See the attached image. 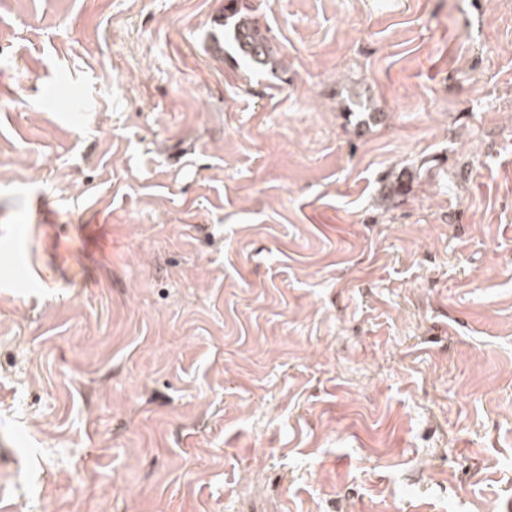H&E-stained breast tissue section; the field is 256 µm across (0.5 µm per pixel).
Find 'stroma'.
<instances>
[{
    "mask_svg": "<svg viewBox=\"0 0 512 512\" xmlns=\"http://www.w3.org/2000/svg\"><path fill=\"white\" fill-rule=\"evenodd\" d=\"M227 2L0 0V497L512 512V0ZM230 1L232 3L224 8L220 23L224 28V38L223 45L221 41L219 44L226 45L246 67L260 66L271 75H277L280 64L278 49L262 33L258 21L250 13L251 9L239 0ZM224 47L217 46L225 53Z\"/></svg>",
    "mask_w": 512,
    "mask_h": 512,
    "instance_id": "stroma-1",
    "label": "stroma"
}]
</instances>
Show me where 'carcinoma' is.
Masks as SVG:
<instances>
[{"instance_id":"cac0c4a2","label":"carcinoma","mask_w":512,"mask_h":512,"mask_svg":"<svg viewBox=\"0 0 512 512\" xmlns=\"http://www.w3.org/2000/svg\"><path fill=\"white\" fill-rule=\"evenodd\" d=\"M220 26L224 28L223 44L246 67L260 66L271 75H277L279 51L262 33L258 21L241 0H231L224 8Z\"/></svg>"}]
</instances>
